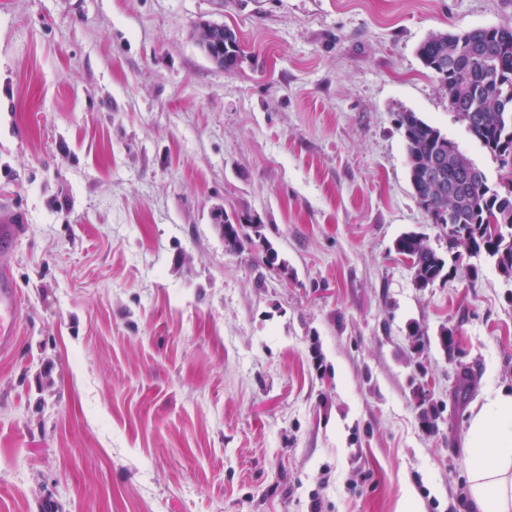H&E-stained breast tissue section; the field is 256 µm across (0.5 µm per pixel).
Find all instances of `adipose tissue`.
<instances>
[{"label":"adipose tissue","instance_id":"obj_1","mask_svg":"<svg viewBox=\"0 0 512 512\" xmlns=\"http://www.w3.org/2000/svg\"><path fill=\"white\" fill-rule=\"evenodd\" d=\"M468 446L476 512H512V392L487 397L470 422Z\"/></svg>","mask_w":512,"mask_h":512}]
</instances>
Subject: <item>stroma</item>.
I'll use <instances>...</instances> for the list:
<instances>
[{"label": "stroma", "instance_id": "stroma-1", "mask_svg": "<svg viewBox=\"0 0 512 512\" xmlns=\"http://www.w3.org/2000/svg\"><path fill=\"white\" fill-rule=\"evenodd\" d=\"M204 20L237 34L235 69L198 46ZM509 20L512 0H0L23 294L0 512H471L470 421L512 389V281L480 256L416 286L396 240L444 255L447 230L397 118L499 185L418 48ZM218 211L263 243L227 252Z\"/></svg>", "mask_w": 512, "mask_h": 512}]
</instances>
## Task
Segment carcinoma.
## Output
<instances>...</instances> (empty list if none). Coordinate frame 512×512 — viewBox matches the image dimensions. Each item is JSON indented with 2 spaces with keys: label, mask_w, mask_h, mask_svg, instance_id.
Segmentation results:
<instances>
[{
  "label": "carcinoma",
  "mask_w": 512,
  "mask_h": 512,
  "mask_svg": "<svg viewBox=\"0 0 512 512\" xmlns=\"http://www.w3.org/2000/svg\"><path fill=\"white\" fill-rule=\"evenodd\" d=\"M470 32H439L418 49L425 67L436 76L442 89L462 104L467 113L478 116L468 126L471 137L478 141L499 162L509 169L506 191L489 185L488 180H461L462 168L478 167L448 140L435 126L414 112L400 116V128L406 146L410 181L415 194L422 193L426 177L434 162L442 164V177L456 183V194L448 198L434 186L422 200L427 210L442 216L448 228V252L459 261L462 256L484 255L495 261L502 274L512 279V22L492 26L484 33L488 51L478 54L471 49ZM206 51L231 58L228 67L239 64V44L208 46ZM456 61L448 68V59ZM464 112V113H466ZM464 113H458L464 118ZM253 229L248 233L246 228ZM261 237L258 224H235L224 216V247L236 253L251 236ZM397 252L411 260L415 282L420 288L433 285L447 266V261L433 250L420 235L410 232L395 243Z\"/></svg>",
  "instance_id": "obj_1"
}]
</instances>
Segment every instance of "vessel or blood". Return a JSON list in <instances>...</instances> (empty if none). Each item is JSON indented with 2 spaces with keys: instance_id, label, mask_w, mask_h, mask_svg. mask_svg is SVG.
I'll return each mask as SVG.
<instances>
[{
  "instance_id": "vessel-or-blood-1",
  "label": "vessel or blood",
  "mask_w": 512,
  "mask_h": 512,
  "mask_svg": "<svg viewBox=\"0 0 512 512\" xmlns=\"http://www.w3.org/2000/svg\"><path fill=\"white\" fill-rule=\"evenodd\" d=\"M19 216L0 214V354L12 352L19 340L21 292L10 268V258L19 236Z\"/></svg>"
}]
</instances>
